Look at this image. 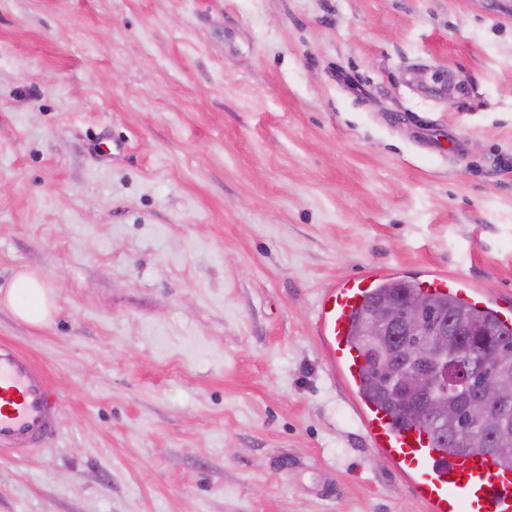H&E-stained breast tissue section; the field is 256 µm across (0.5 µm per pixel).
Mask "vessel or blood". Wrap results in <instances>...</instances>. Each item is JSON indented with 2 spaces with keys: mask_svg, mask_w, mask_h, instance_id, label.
Masks as SVG:
<instances>
[{
  "mask_svg": "<svg viewBox=\"0 0 512 512\" xmlns=\"http://www.w3.org/2000/svg\"><path fill=\"white\" fill-rule=\"evenodd\" d=\"M374 285L364 275L324 289L316 329L329 367L346 385L360 380L363 360L350 340L354 313ZM56 394L45 371L14 345L0 342V452L44 446L56 433ZM367 443L413 488L427 512H512V468L474 452L450 456L418 429L396 430L391 416L373 405L357 406Z\"/></svg>",
  "mask_w": 512,
  "mask_h": 512,
  "instance_id": "b4317fda",
  "label": "vessel or blood"
}]
</instances>
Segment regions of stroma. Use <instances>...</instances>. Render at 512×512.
Instances as JSON below:
<instances>
[{
	"label": "stroma",
	"instance_id": "stroma-1",
	"mask_svg": "<svg viewBox=\"0 0 512 512\" xmlns=\"http://www.w3.org/2000/svg\"><path fill=\"white\" fill-rule=\"evenodd\" d=\"M0 304L57 431L0 512H425L315 310L443 274L512 304V0H0ZM3 301L18 318L34 326L46 323L54 310L53 290L32 271L17 273Z\"/></svg>",
	"mask_w": 512,
	"mask_h": 512
}]
</instances>
